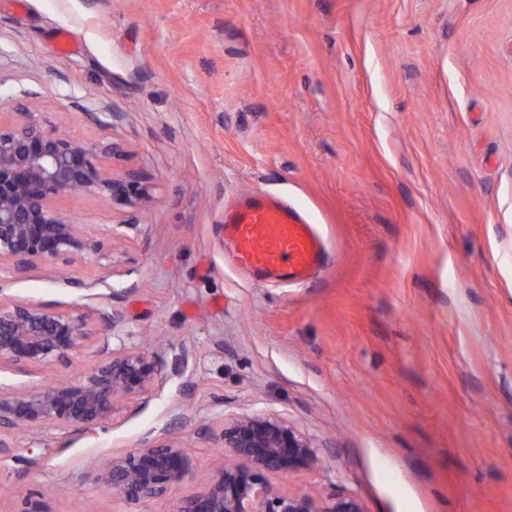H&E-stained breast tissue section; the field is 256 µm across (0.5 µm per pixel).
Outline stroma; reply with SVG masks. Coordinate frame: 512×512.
I'll list each match as a JSON object with an SVG mask.
<instances>
[{"mask_svg":"<svg viewBox=\"0 0 512 512\" xmlns=\"http://www.w3.org/2000/svg\"><path fill=\"white\" fill-rule=\"evenodd\" d=\"M22 107L47 131L119 144L107 169L149 196L61 197L88 230L135 225L131 240L59 278L0 277V294L69 308L116 293L113 343L161 374L138 410L87 433L15 435L0 512L32 492L47 512H125L81 474L165 430L194 460L180 499L224 459L201 428L244 411L317 448L320 466L273 476L283 491L512 512V0H0V111ZM260 191L330 239L311 284L225 260V208ZM103 342L0 388L79 378Z\"/></svg>","mask_w":512,"mask_h":512,"instance_id":"obj_1","label":"stroma"}]
</instances>
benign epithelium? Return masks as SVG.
<instances>
[{
	"instance_id": "benign-epithelium-1",
	"label": "benign epithelium",
	"mask_w": 512,
	"mask_h": 512,
	"mask_svg": "<svg viewBox=\"0 0 512 512\" xmlns=\"http://www.w3.org/2000/svg\"><path fill=\"white\" fill-rule=\"evenodd\" d=\"M115 144L83 145L51 133L33 120L0 121V274L23 275L39 263L84 258L100 241L59 211L56 200L87 191L134 206L145 188L131 177L102 172L100 159ZM135 224H106L99 235L125 240ZM115 293L96 306L59 309L54 304L0 300V370L27 373L69 364L84 342L115 329L121 316ZM104 360L82 378L37 392L0 390V454L6 437L20 430L58 424L72 434L86 433L117 408L149 395L159 381L160 363L126 346L104 343ZM224 447V464L204 485L173 503L168 512H367L363 502L336 491L327 495L282 492L273 474H293L319 465L316 446L275 413L250 412L206 429ZM192 459L180 442L166 435L145 438L135 451L121 453L82 479L108 487L129 508L165 502L169 491L192 473Z\"/></svg>"
}]
</instances>
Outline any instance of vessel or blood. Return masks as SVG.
Wrapping results in <instances>:
<instances>
[{"label": "vessel or blood", "mask_w": 512, "mask_h": 512, "mask_svg": "<svg viewBox=\"0 0 512 512\" xmlns=\"http://www.w3.org/2000/svg\"><path fill=\"white\" fill-rule=\"evenodd\" d=\"M224 241L240 268L289 283L308 281L328 252L327 240L302 210L268 193L225 211Z\"/></svg>", "instance_id": "1"}]
</instances>
